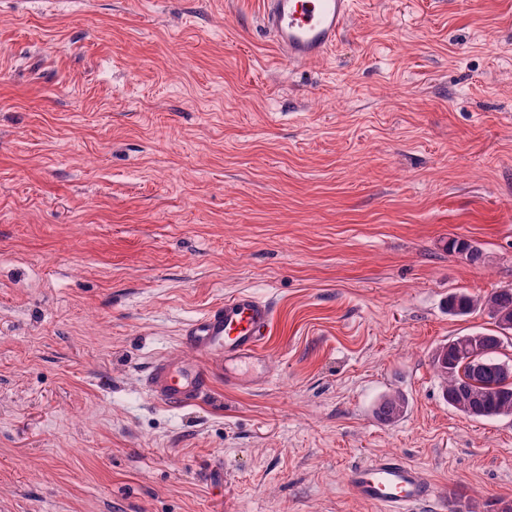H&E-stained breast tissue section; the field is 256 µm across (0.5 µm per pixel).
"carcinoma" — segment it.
I'll return each instance as SVG.
<instances>
[{
    "label": "carcinoma",
    "instance_id": "obj_1",
    "mask_svg": "<svg viewBox=\"0 0 512 512\" xmlns=\"http://www.w3.org/2000/svg\"><path fill=\"white\" fill-rule=\"evenodd\" d=\"M448 252L469 259L478 257V249L470 242L451 238ZM482 305L500 329L498 334L475 332L459 336L438 347L432 364L444 382V397L448 405L474 419L512 416V381L501 369L498 351L504 332L512 331V288H501L484 299L455 294L448 299V311L465 315ZM406 405L397 393L383 397L377 415L385 421L400 417Z\"/></svg>",
    "mask_w": 512,
    "mask_h": 512
}]
</instances>
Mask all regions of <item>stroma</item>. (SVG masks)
Returning a JSON list of instances; mask_svg holds the SVG:
<instances>
[{"label": "stroma", "instance_id": "1", "mask_svg": "<svg viewBox=\"0 0 512 512\" xmlns=\"http://www.w3.org/2000/svg\"><path fill=\"white\" fill-rule=\"evenodd\" d=\"M261 13L0 0V512H378L347 483L376 454L427 471L419 512L512 502V417L432 365L495 330L449 296L512 287V0H356L302 66ZM241 290L267 384L150 399ZM406 405L405 398L397 393L383 397L377 408V415L385 421H393L400 417Z\"/></svg>", "mask_w": 512, "mask_h": 512}]
</instances>
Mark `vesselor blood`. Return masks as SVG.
Returning <instances> with one entry per match:
<instances>
[{"label":"vessel or blood","instance_id":"b4317fda","mask_svg":"<svg viewBox=\"0 0 512 512\" xmlns=\"http://www.w3.org/2000/svg\"><path fill=\"white\" fill-rule=\"evenodd\" d=\"M355 0H263V25L278 49L294 65L325 58L343 35ZM275 313L271 304L241 291L189 323L182 340L194 357L164 355L144 375V387L155 402L171 409L206 398L216 373L237 385L240 374L260 358L271 334ZM353 493L382 512H415L432 496L425 470L403 458L378 454L348 474Z\"/></svg>","mask_w":512,"mask_h":512}]
</instances>
